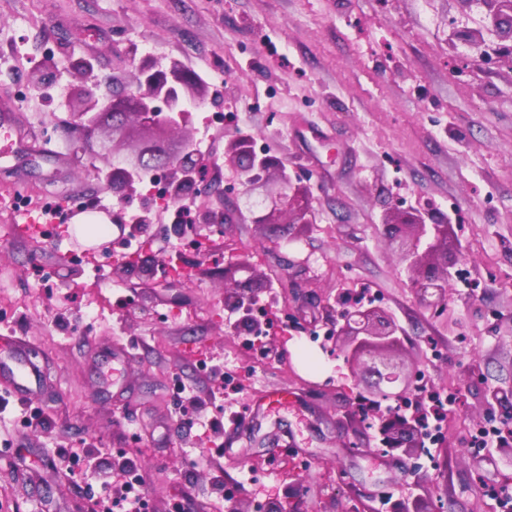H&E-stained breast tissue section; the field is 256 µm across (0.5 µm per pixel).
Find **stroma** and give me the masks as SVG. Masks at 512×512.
Wrapping results in <instances>:
<instances>
[{"instance_id": "stroma-1", "label": "stroma", "mask_w": 512, "mask_h": 512, "mask_svg": "<svg viewBox=\"0 0 512 512\" xmlns=\"http://www.w3.org/2000/svg\"><path fill=\"white\" fill-rule=\"evenodd\" d=\"M482 20L479 5L459 0H0V93L71 157L59 170L0 163V186L21 177L65 209L83 200L152 218L133 233L112 228L109 250L79 251L70 275L61 256L70 241L14 237V212L0 207V336L26 339L53 379L26 401L49 414L47 427L25 430L19 412L0 414V512H93L92 477L70 472L74 448L108 469L125 450L153 512L176 502L181 512H210L218 485L246 472L252 481L233 501L244 512L271 503L280 512H386L402 499L419 512H500L486 491L512 482V450L483 451L471 434L512 430V64L497 57L495 33L477 50L452 36ZM47 55L55 72L33 87L27 76ZM78 58L93 62L104 98L132 60L207 72L191 123L169 142L177 151L204 141L213 153L204 182L223 197L181 200L228 214L204 231L222 263L185 246L173 210L142 185L122 203L104 190L106 165L94 151L110 142L125 155L141 134L132 123L116 142L109 127L70 126L71 99L88 86L71 71ZM228 111L237 120L203 122ZM235 132L309 185L311 223H255L270 198L226 164ZM424 201L442 217H464L441 300L413 286L381 222L389 208ZM129 239L140 250L123 267ZM234 282L288 320L270 329L265 352L246 347V323L229 321L224 289ZM364 287L403 329L388 357L412 380L460 395L429 452L384 454L356 403L374 390L371 360L347 369L313 339L341 325L347 296ZM121 295L131 305L118 306ZM116 343L133 355L120 367L109 359ZM227 374L239 386L237 408L271 388L294 391L304 406L259 427L229 417L216 433L180 425L175 381L206 420L218 414ZM233 440L247 448L240 461L211 455Z\"/></svg>"}]
</instances>
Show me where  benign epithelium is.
<instances>
[{
	"mask_svg": "<svg viewBox=\"0 0 512 512\" xmlns=\"http://www.w3.org/2000/svg\"><path fill=\"white\" fill-rule=\"evenodd\" d=\"M473 1L483 8V26L460 28L454 32V37L478 49L484 45V33L492 31L501 42L502 56L512 62V0H461L465 4ZM196 87L190 73L177 64L167 70H158L148 62H141L130 66L128 78L112 77V97L105 109L101 108L100 99L93 90L79 92L72 103L71 118L77 128L88 132L101 125L104 118L112 121L114 132L124 129L129 119L136 120L144 131L140 150L136 152V166L164 169L168 184L173 186L170 199L175 200L182 193L197 190L201 164L191 150L184 151L175 159L170 157L162 142L167 129L187 125L190 118L189 94ZM224 155L228 162L244 169L246 181L254 189L265 187L271 170L280 169V191L271 198L272 210L260 217L257 223L270 224L277 213L287 214L290 224L309 223L308 187L300 180L290 178L276 159L257 155L253 140L229 136ZM127 173L128 168L116 167L108 186V191L120 200L126 191ZM222 223L223 215L204 209L189 217L188 226L209 228ZM383 223L389 239L400 248L407 270L415 274L413 284L424 290L448 288L453 278L450 268L457 262L456 241L450 224L438 217L426 203L388 212ZM427 235L432 236L441 248L435 256L430 255L431 246L423 244ZM251 300V293L244 289H224V306L231 310H240ZM397 331L396 323L382 310L371 304L362 305L344 316V326L331 334V345L324 346V349L328 352L344 350V361L350 366L363 355L374 352L379 345L396 343ZM376 428L380 444L388 452L402 447H423L421 425L413 413L380 414Z\"/></svg>",
	"mask_w": 512,
	"mask_h": 512,
	"instance_id": "7a95c632",
	"label": "benign epithelium"
}]
</instances>
